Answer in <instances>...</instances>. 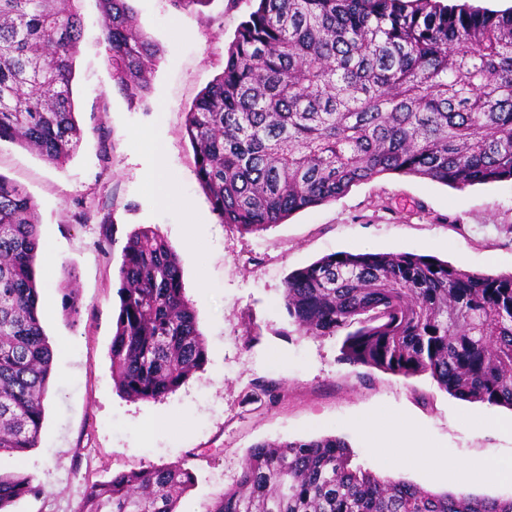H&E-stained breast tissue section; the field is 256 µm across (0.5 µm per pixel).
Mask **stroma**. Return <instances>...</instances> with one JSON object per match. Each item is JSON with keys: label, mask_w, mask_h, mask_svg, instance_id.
Segmentation results:
<instances>
[{"label": "stroma", "mask_w": 512, "mask_h": 512, "mask_svg": "<svg viewBox=\"0 0 512 512\" xmlns=\"http://www.w3.org/2000/svg\"><path fill=\"white\" fill-rule=\"evenodd\" d=\"M159 52L150 92L129 100L116 87L97 0H73L83 20L73 98L83 139L65 165L0 140V174L38 205V282L53 351L37 448L0 456V474L30 476L33 492L6 512H77L85 486L148 465L185 462L196 480L177 512H207L233 487L251 446L345 439L354 461L435 492L463 487L452 476L388 470L364 415L409 421L421 443L449 466L512 465V410L462 401L429 376L406 379L341 359L342 339L303 335L281 297L289 273L337 252L427 255L482 274L512 273V181L458 191L428 179L385 174L342 198L242 234L213 212L184 135L197 94L224 68V56L255 0H130ZM174 176L175 202L157 198L154 173ZM204 228L188 244V227ZM176 252L207 359L176 392L156 401L121 395L110 346L119 310L121 249L141 227ZM259 384L274 396L253 402ZM512 497V476L464 487Z\"/></svg>", "instance_id": "1"}]
</instances>
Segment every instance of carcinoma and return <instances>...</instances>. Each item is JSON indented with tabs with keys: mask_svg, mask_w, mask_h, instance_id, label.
Wrapping results in <instances>:
<instances>
[{
	"mask_svg": "<svg viewBox=\"0 0 512 512\" xmlns=\"http://www.w3.org/2000/svg\"><path fill=\"white\" fill-rule=\"evenodd\" d=\"M113 79L150 89L158 48L129 0H98ZM224 70L187 112L196 176L241 233L396 173L457 189L512 180V8L441 0H257ZM82 18L61 0H0V140L62 166L83 130L72 100ZM37 205L0 174V455L37 447L53 351L42 326ZM112 336L118 392L150 401L206 361L179 259L143 227L122 248ZM304 334L343 336L342 360L429 376L462 400L512 409V274L409 253L339 252L290 273ZM184 465L86 484L78 512H176ZM32 490L0 475V510ZM207 512H512V498L434 493L352 465L334 436L259 443Z\"/></svg>",
	"mask_w": 512,
	"mask_h": 512,
	"instance_id": "cac0c4a2",
	"label": "carcinoma"
}]
</instances>
